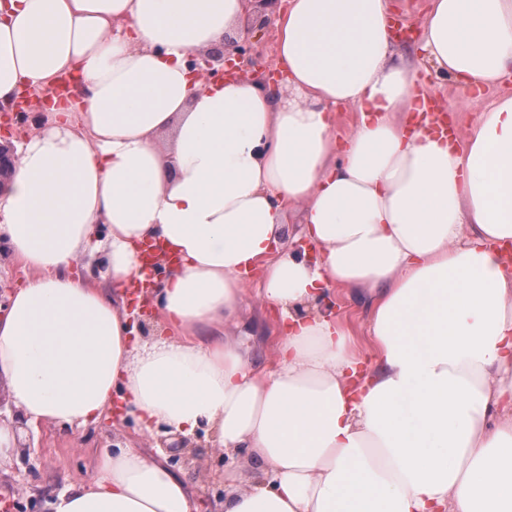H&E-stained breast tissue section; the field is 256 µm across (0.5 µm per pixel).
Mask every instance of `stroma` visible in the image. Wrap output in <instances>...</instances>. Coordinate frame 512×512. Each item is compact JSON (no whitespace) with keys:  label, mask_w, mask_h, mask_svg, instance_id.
I'll use <instances>...</instances> for the list:
<instances>
[{"label":"stroma","mask_w":512,"mask_h":512,"mask_svg":"<svg viewBox=\"0 0 512 512\" xmlns=\"http://www.w3.org/2000/svg\"><path fill=\"white\" fill-rule=\"evenodd\" d=\"M413 63L424 84L437 99L454 110L455 126L466 133L480 112L488 104V97L476 96L455 86L447 76L436 73L420 51H413ZM261 280L252 275L246 282L238 319L224 327L229 335L248 330L244 343L250 351L257 370L275 369L276 317L261 305ZM21 446L15 449L9 462L0 465V503L5 500H24L33 490L49 488L51 493L84 483L95 471L98 454L111 445L130 442L146 452L157 453L156 435L145 433L137 425H127L102 417L95 425L83 428H60L50 424L38 428L17 427ZM259 457L251 450L224 451L218 447L207 449L194 469H179V476L189 485L196 497H203L207 478L223 472L224 481L234 488L248 487L258 474Z\"/></svg>","instance_id":"35a3bbf8"}]
</instances>
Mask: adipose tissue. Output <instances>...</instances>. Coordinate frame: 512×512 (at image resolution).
I'll return each mask as SVG.
<instances>
[{"label":"adipose tissue","mask_w":512,"mask_h":512,"mask_svg":"<svg viewBox=\"0 0 512 512\" xmlns=\"http://www.w3.org/2000/svg\"><path fill=\"white\" fill-rule=\"evenodd\" d=\"M243 0H0V103L74 73L83 89L18 144L0 240L28 276L0 316V381L31 425L84 426L121 400L146 431L207 425L262 476L224 512H512V93L460 145L414 113L425 91L392 0H289L277 56L292 98L192 80ZM420 49L480 91L512 72V0H429ZM358 114L337 141L331 114ZM78 121H71V113ZM314 260L273 253L287 207ZM108 227L106 285L72 274ZM174 257L131 343L139 243ZM285 331L271 373L224 334L244 277ZM366 297L374 361L322 302ZM51 512H197L160 457L103 449Z\"/></svg>","instance_id":"ef3b65f1"}]
</instances>
